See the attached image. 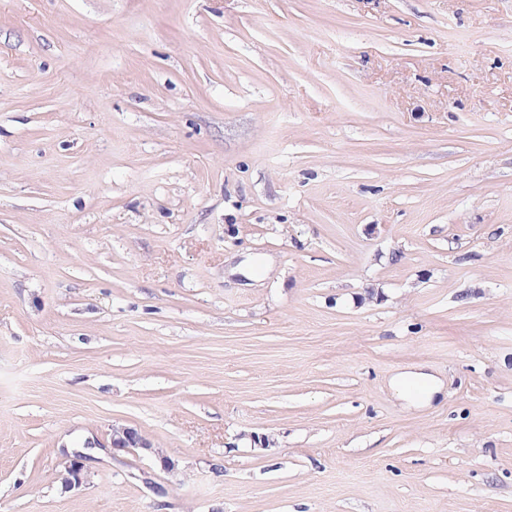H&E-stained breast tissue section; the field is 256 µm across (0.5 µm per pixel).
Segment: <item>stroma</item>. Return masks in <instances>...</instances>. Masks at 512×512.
<instances>
[{"label": "stroma", "mask_w": 512, "mask_h": 512, "mask_svg": "<svg viewBox=\"0 0 512 512\" xmlns=\"http://www.w3.org/2000/svg\"><path fill=\"white\" fill-rule=\"evenodd\" d=\"M0 512H512V0H0ZM391 385L406 406L421 407L430 405L436 395L441 394L443 384L434 375L424 372L420 368H413L393 377ZM411 386L421 388L419 395L411 392ZM112 447L115 450L134 451L142 449L151 451V444L138 432L131 427H116L112 430Z\"/></svg>", "instance_id": "stroma-1"}]
</instances>
